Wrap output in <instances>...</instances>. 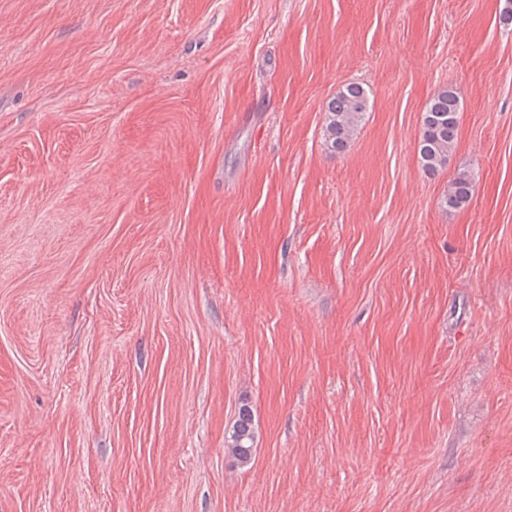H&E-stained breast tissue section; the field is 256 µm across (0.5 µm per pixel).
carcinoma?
<instances>
[{"instance_id":"obj_1","label":"carcinoma","mask_w":512,"mask_h":512,"mask_svg":"<svg viewBox=\"0 0 512 512\" xmlns=\"http://www.w3.org/2000/svg\"><path fill=\"white\" fill-rule=\"evenodd\" d=\"M460 96L456 89L447 87L428 103L423 114V127L418 143L421 167L435 172L444 167L453 151L459 126ZM369 111V100L364 88L350 83L333 97L327 106L325 141L334 150L342 151ZM472 175L463 172L448 184L446 204L451 208L463 206L470 198ZM255 427L251 411L241 408L227 447L238 464L251 462L254 453Z\"/></svg>"}]
</instances>
